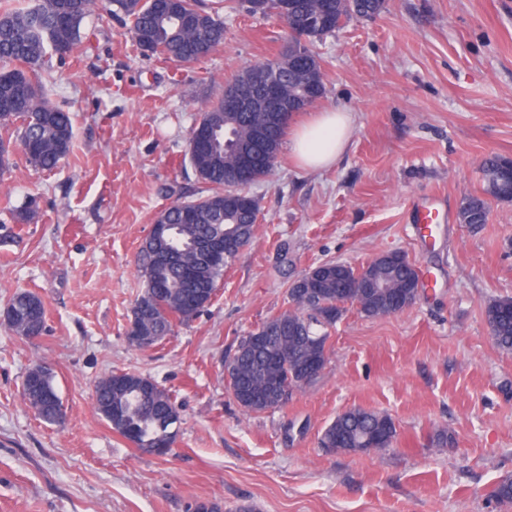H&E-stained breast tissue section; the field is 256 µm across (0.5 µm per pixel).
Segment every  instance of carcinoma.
<instances>
[{
    "label": "carcinoma",
    "instance_id": "1",
    "mask_svg": "<svg viewBox=\"0 0 512 512\" xmlns=\"http://www.w3.org/2000/svg\"><path fill=\"white\" fill-rule=\"evenodd\" d=\"M160 0H37L28 8L0 11V176L14 166V143L34 169L51 171L73 153L74 126L69 111L54 104L46 90L42 67L47 55L59 61L82 56L95 31L84 28L85 19L124 16L141 49L189 66L200 62L224 43V18L216 9L204 10L196 0H174L166 8ZM288 51L277 62L282 91L290 112L284 121L271 113L226 112L224 98L208 104L192 128V137L209 136L205 154L189 163L210 194L189 202H174L156 223L159 230L140 247L137 270L143 288L136 298L125 330L128 343L145 349L141 336L152 346L185 324L207 306L224 277V269L252 242L259 208L257 201L231 188L230 172L242 153L249 156V179L259 182L274 170L288 126L295 114L318 102L325 93V74L316 43L336 34L359 14L378 15L387 0H289ZM267 125V139L256 142L253 129ZM483 194L462 202L459 220L478 227L488 222L489 199L512 202V173L508 159L488 155L479 165ZM230 240L233 247L222 260H203L197 246L204 241ZM384 284L366 293L364 280L354 267L328 261L305 273L289 289L293 308L263 322L243 337L229 355L228 390L247 412L263 411L274 389L294 392L308 384L311 368L320 371L328 360V327L343 315L349 301L366 317L392 315L394 296L415 301L410 287L414 271L406 261L380 255L367 263ZM19 337L28 341L45 332L46 307L32 291H19L0 313ZM485 320L494 345L512 353V297L499 298L485 308ZM26 403L45 422L64 420L65 409L53 385L51 368L30 367L23 382ZM93 404L112 430L140 452L157 454L164 444L174 445L180 422L171 393L153 379L132 372H112L95 385ZM397 436L386 414L361 407L339 415L325 428L319 444L329 452L371 451L388 448ZM492 496L512 508V475L503 477Z\"/></svg>",
    "mask_w": 512,
    "mask_h": 512
}]
</instances>
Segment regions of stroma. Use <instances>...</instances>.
<instances>
[{
	"mask_svg": "<svg viewBox=\"0 0 512 512\" xmlns=\"http://www.w3.org/2000/svg\"><path fill=\"white\" fill-rule=\"evenodd\" d=\"M85 25L92 47L45 68L52 100L74 115L72 155L49 173L18 161L0 181V224L38 204L0 245V309L22 289L46 306L32 343L0 321V512H189L198 500L224 512H504L490 492L512 475V354L495 348L483 309L512 297V202H491L477 228L458 211L481 191L484 156L512 158V0H388L318 44L326 91L313 109L353 114L347 149L318 172L282 149L249 189L252 243L212 302L146 351L125 337L137 254L164 208L208 193L188 161L200 107L274 59L288 33L276 16L228 7L223 45L186 67L141 52L120 20ZM422 199L446 217L428 238L410 229ZM390 250L419 270L416 302L376 318L348 309L316 380L284 407L241 408L224 374L240 338L288 309L311 268ZM39 362L61 423L23 399ZM115 371L173 394L181 423L167 454L136 451L96 413L94 387ZM354 407L394 420L392 447L320 448Z\"/></svg>",
	"mask_w": 512,
	"mask_h": 512,
	"instance_id": "stroma-1",
	"label": "stroma"
}]
</instances>
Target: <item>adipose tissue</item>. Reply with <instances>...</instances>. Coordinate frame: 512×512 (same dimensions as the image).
Masks as SVG:
<instances>
[{
	"label": "adipose tissue",
	"mask_w": 512,
	"mask_h": 512,
	"mask_svg": "<svg viewBox=\"0 0 512 512\" xmlns=\"http://www.w3.org/2000/svg\"><path fill=\"white\" fill-rule=\"evenodd\" d=\"M352 124L350 113L326 110L294 129L291 134L292 151L298 163L311 171L332 166L348 146Z\"/></svg>",
	"instance_id": "adipose-tissue-1"
}]
</instances>
